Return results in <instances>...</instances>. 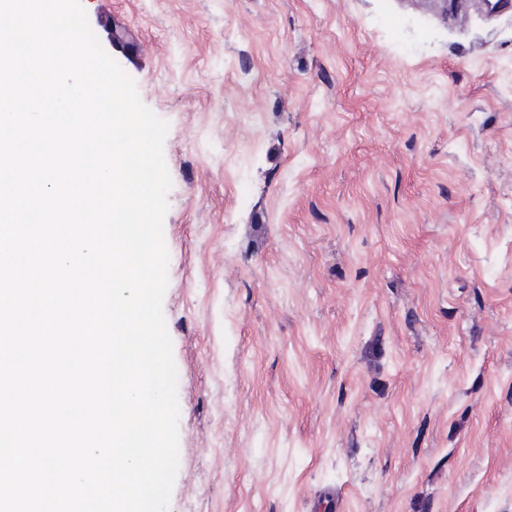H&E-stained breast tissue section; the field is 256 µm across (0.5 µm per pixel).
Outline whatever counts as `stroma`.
<instances>
[{
  "label": "stroma",
  "instance_id": "stroma-1",
  "mask_svg": "<svg viewBox=\"0 0 512 512\" xmlns=\"http://www.w3.org/2000/svg\"><path fill=\"white\" fill-rule=\"evenodd\" d=\"M82 4L169 124V512H512V12Z\"/></svg>",
  "mask_w": 512,
  "mask_h": 512
}]
</instances>
